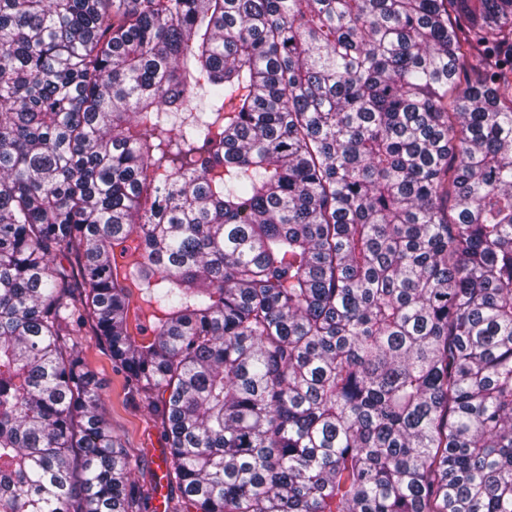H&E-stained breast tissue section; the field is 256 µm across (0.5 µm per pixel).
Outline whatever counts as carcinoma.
Here are the masks:
<instances>
[{
	"mask_svg": "<svg viewBox=\"0 0 512 512\" xmlns=\"http://www.w3.org/2000/svg\"><path fill=\"white\" fill-rule=\"evenodd\" d=\"M512 512V0H0V512ZM79 349L105 399L113 435L119 437L130 455L141 457L158 474L157 465L167 452L160 420L143 407L132 392L126 374L91 329L87 328L83 336H79Z\"/></svg>",
	"mask_w": 512,
	"mask_h": 512,
	"instance_id": "cac0c4a2",
	"label": "carcinoma"
}]
</instances>
